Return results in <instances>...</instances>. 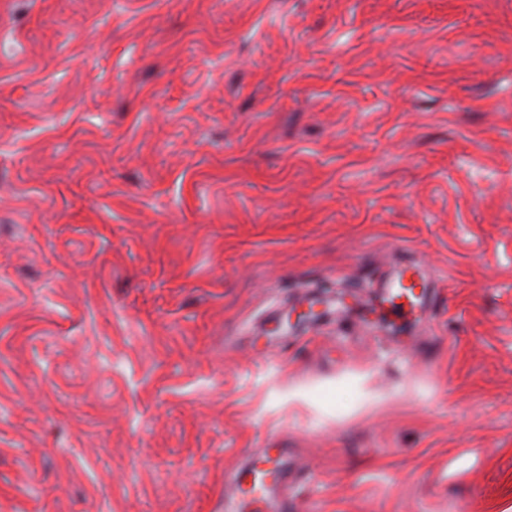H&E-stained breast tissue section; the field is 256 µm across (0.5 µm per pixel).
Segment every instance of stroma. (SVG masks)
<instances>
[{
  "instance_id": "obj_1",
  "label": "stroma",
  "mask_w": 512,
  "mask_h": 512,
  "mask_svg": "<svg viewBox=\"0 0 512 512\" xmlns=\"http://www.w3.org/2000/svg\"><path fill=\"white\" fill-rule=\"evenodd\" d=\"M274 458L288 512H512V0H0V512ZM389 288H396L391 291L386 301L391 303L392 307L400 312L405 310L406 306L410 310L419 302L414 288H429L428 282L420 275L415 267L402 268L398 277L392 281ZM396 299L404 300V303L396 304Z\"/></svg>"
}]
</instances>
